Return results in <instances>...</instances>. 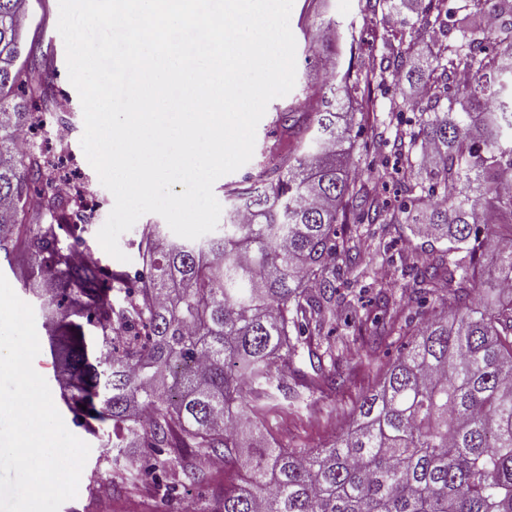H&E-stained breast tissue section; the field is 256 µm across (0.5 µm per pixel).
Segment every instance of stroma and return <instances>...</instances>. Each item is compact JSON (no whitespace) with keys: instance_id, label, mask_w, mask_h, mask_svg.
I'll return each mask as SVG.
<instances>
[{"instance_id":"35a3bbf8","label":"stroma","mask_w":512,"mask_h":512,"mask_svg":"<svg viewBox=\"0 0 512 512\" xmlns=\"http://www.w3.org/2000/svg\"><path fill=\"white\" fill-rule=\"evenodd\" d=\"M29 22L26 41L38 42L42 52L47 53L56 69V87L68 99L66 114L73 127L67 150L79 161L83 179L97 192L101 208L97 221L91 224L84 236L83 247L97 256L100 264L112 271L136 269L139 257L136 247L137 229H130L119 238L120 249L129 257L121 262L108 255L97 240V233L105 223L113 205L114 197L100 182L97 173L89 164L80 144L83 134V112L76 89L68 79L64 42L57 31L59 0H28ZM418 17L417 11L407 10L403 0H294L290 15V28L296 39V83L286 96L272 100L259 122L253 159L237 171L219 178L213 187L216 198H223L227 189L234 187L243 178L254 172L256 162L261 159L267 146L277 144L288 148L290 140L282 133L278 117L288 107L305 102L306 98L322 82V64L315 56L320 48L321 21L332 19L340 32H352L355 36L353 48L354 65L366 66L388 56L389 46L381 35L389 31L404 34L402 47L408 63L418 66L437 52L439 47L457 39L455 28H448L445 35L435 40L411 39L412 26ZM414 81H397L387 76L384 85H370L369 96L374 116L380 131L386 138L395 133L413 130L416 115L399 110L401 101L413 100ZM358 231L364 254L362 264L351 265L344 256H337L334 268L336 286L342 298L336 303L339 321L330 327L329 346L336 360L335 370L338 385L335 390L319 391L305 388L300 413H283L273 421L271 432L275 439L288 448H317L329 442L345 426L361 396L379 379L387 363L395 359L407 342V329L416 325L426 312L432 311L433 303L418 305L407 298L406 285L411 282L414 260L418 254L430 251L427 240L417 236L411 224H373L360 212L349 215V221L337 225L338 235ZM389 288L394 303L390 308L397 316L399 333L387 337L375 353H368L361 340L349 339V331L343 323L349 310L344 297L349 293H360V303L365 310L375 311L374 297L381 288ZM75 436L86 442L90 453L83 469L78 495L64 502L60 512H99L102 500H110L112 512H210L224 488V472L214 466L211 458H203L202 466L208 470L210 481L204 486L190 490L180 488L165 491L151 480H140L122 491H114L113 461L117 449L107 443V432L93 433L75 429Z\"/></svg>"}]
</instances>
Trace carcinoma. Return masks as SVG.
<instances>
[{
	"label": "carcinoma",
	"instance_id": "obj_1",
	"mask_svg": "<svg viewBox=\"0 0 512 512\" xmlns=\"http://www.w3.org/2000/svg\"><path fill=\"white\" fill-rule=\"evenodd\" d=\"M27 0H0V253L17 252L50 320L63 328L65 404L76 426L112 425L114 448L208 454L232 464L212 512H512V35L461 30L430 58V72L467 70L448 93L400 104L417 129L394 149L409 203L380 206L349 175L371 101L360 87L404 66L332 69L310 112L281 117L294 143L268 150L231 192L229 220L200 243L142 229L141 268L77 267L58 230L87 225L56 194L28 207L48 180L42 149L22 143L67 103L55 69L24 51ZM424 27L442 24L427 0ZM335 56L336 21L324 24ZM371 221L416 224L447 239L420 257L409 299L439 296L440 311L411 333L349 425L320 448L265 436L286 408L288 365L299 345L317 359L309 384L336 386L312 349L336 317L332 265L363 261L357 237L336 239L350 208ZM116 486L139 479L138 458L115 459Z\"/></svg>",
	"mask_w": 512,
	"mask_h": 512
}]
</instances>
